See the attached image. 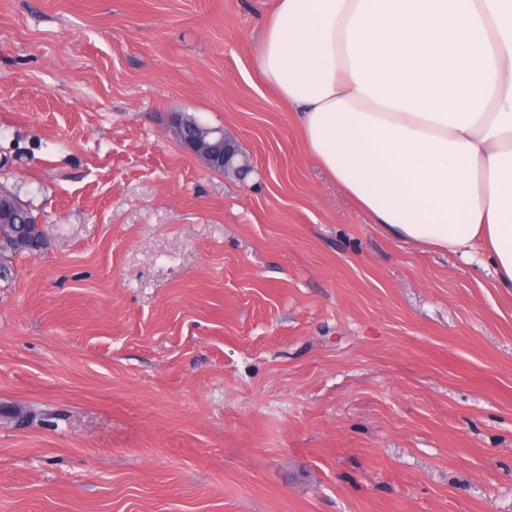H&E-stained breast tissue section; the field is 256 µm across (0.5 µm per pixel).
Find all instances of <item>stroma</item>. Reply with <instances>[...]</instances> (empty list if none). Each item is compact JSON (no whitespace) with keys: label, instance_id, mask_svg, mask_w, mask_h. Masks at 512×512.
<instances>
[{"label":"stroma","instance_id":"35a3bbf8","mask_svg":"<svg viewBox=\"0 0 512 512\" xmlns=\"http://www.w3.org/2000/svg\"><path fill=\"white\" fill-rule=\"evenodd\" d=\"M270 0H0V512H512V289L396 239L256 67ZM254 166L206 169L175 115ZM15 193L4 189L0 195V208H8L11 212L10 223H0V279L7 278L9 263L14 256L28 251L17 247V240L22 236L42 237L46 235L44 229L36 224L32 209L16 206L12 195Z\"/></svg>","mask_w":512,"mask_h":512}]
</instances>
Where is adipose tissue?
<instances>
[{"label": "adipose tissue", "instance_id": "adipose-tissue-1", "mask_svg": "<svg viewBox=\"0 0 512 512\" xmlns=\"http://www.w3.org/2000/svg\"><path fill=\"white\" fill-rule=\"evenodd\" d=\"M256 65L375 223L512 288V0H274Z\"/></svg>", "mask_w": 512, "mask_h": 512}]
</instances>
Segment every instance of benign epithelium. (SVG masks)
<instances>
[{
  "mask_svg": "<svg viewBox=\"0 0 512 512\" xmlns=\"http://www.w3.org/2000/svg\"><path fill=\"white\" fill-rule=\"evenodd\" d=\"M185 119L175 117L170 125V132L181 141L190 153L195 155L203 165L212 169L218 165H229L233 158L241 160L239 169L247 172L252 166V160L242 144L224 130L216 127H197V132L188 135L183 131Z\"/></svg>",
  "mask_w": 512,
  "mask_h": 512,
  "instance_id": "benign-epithelium-1",
  "label": "benign epithelium"
}]
</instances>
